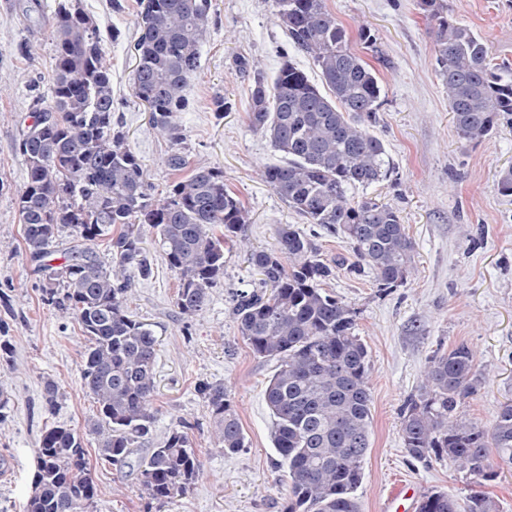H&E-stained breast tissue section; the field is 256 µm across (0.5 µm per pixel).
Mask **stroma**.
Returning a JSON list of instances; mask_svg holds the SVG:
<instances>
[{"instance_id":"35a3bbf8","label":"stroma","mask_w":512,"mask_h":512,"mask_svg":"<svg viewBox=\"0 0 512 512\" xmlns=\"http://www.w3.org/2000/svg\"><path fill=\"white\" fill-rule=\"evenodd\" d=\"M213 13L200 44L201 68L191 77V111L180 113L183 139L171 144L149 126L147 108L134 96V43L139 0H79L101 34L119 29L104 44L112 70V94L128 148L140 157L161 201L173 179L174 152L224 171V182L250 212L242 235L249 247L273 250L283 225L301 229L321 260L333 268L327 292L353 312L355 333L369 352L372 396L371 447L357 491L361 512H380L388 492L410 483L463 499L489 495L499 512H512V471L475 483L448 459L419 462L406 452L401 409L417 394L436 350L472 348L487 380L461 411L491 426L502 405L512 403V196L501 195L497 172L512 165V126L501 125L477 144L461 141L436 72L435 36L417 0H326L329 11L356 33L372 30L374 49L363 60L380 78L382 92L373 134L390 157V177L353 196H376L400 212L414 243L406 282L381 287L368 266H356L350 244L289 208L264 181L263 170L281 163L268 138L249 124V80L235 65L245 56L275 75L290 58L312 81L319 71L293 49L275 14L273 0H212ZM448 13L480 33L495 63L512 68V0H446ZM20 0H0V321L10 352L0 357V393L9 403L0 422V512H25L44 426L87 432L97 405L81 382L86 339L78 326L41 299L39 275L25 249L17 197L27 165L17 149L32 123L38 100L50 96L54 46ZM229 98L230 112L216 115L214 97ZM149 275L129 267L128 314L157 338L152 440L188 424L202 467L188 494L162 512H282L288 469L271 439L272 419L264 391L271 363L253 355L233 314L236 295L259 288L261 276L244 250L224 255V276L209 290L203 309L181 314L177 279L142 226ZM220 383L237 412L246 446L234 454L217 448L199 384ZM55 402L47 404L46 385ZM94 452L95 441H85ZM99 496L89 512H147L138 472L91 465Z\"/></svg>"}]
</instances>
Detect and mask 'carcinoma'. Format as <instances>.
Segmentation results:
<instances>
[{
	"label": "carcinoma",
	"instance_id": "cac0c4a2",
	"mask_svg": "<svg viewBox=\"0 0 512 512\" xmlns=\"http://www.w3.org/2000/svg\"><path fill=\"white\" fill-rule=\"evenodd\" d=\"M273 2L289 41L311 57L321 84L288 59L271 79L249 59H238L251 78V126L283 155L263 176L288 207L347 240L381 286L402 285L413 268L414 244L400 212L349 194L384 181L391 169L383 142L371 132L382 91L378 77L325 0ZM139 5L134 94L149 108L152 130L177 144L178 114L190 108L186 88L200 68L212 0ZM418 6L435 23L437 73L457 134L478 143L512 122V72L493 62L479 33L448 15L445 0H418ZM47 26L55 47L51 94L18 142L27 171L17 206L36 262L62 229L71 231L65 262L40 266L47 275L39 289L87 339L81 379L98 408L97 453L121 472L154 422L157 339L127 314L123 278L134 263L150 273L140 225L156 230L179 281L176 306L189 315L202 310L208 289L224 276V251L243 245L249 212L224 184L221 168L192 166L181 154L170 157V169L190 173L170 183L164 202H153L145 165L114 121L112 72L98 29L72 0H59ZM103 239L110 270L97 251ZM248 262L262 275V288L238 293L235 313L253 355L274 363L264 396L273 447L288 467L283 512H360L372 397L368 350L355 334L352 311L323 288L332 267L290 225L278 229L277 249L250 250ZM484 379L466 345L433 355L418 394L401 411L402 439L413 459L448 458L482 481L512 467V404L501 407L489 428L459 411ZM198 390L216 442L226 453L240 451L245 435L224 386L203 383ZM37 457L41 468L25 512H87L98 487L83 436L47 426ZM200 467L189 433L174 429L139 461L141 494L162 508L187 493ZM420 512H497V504L482 492L459 501L431 490L423 493Z\"/></svg>",
	"mask_w": 512,
	"mask_h": 512
}]
</instances>
